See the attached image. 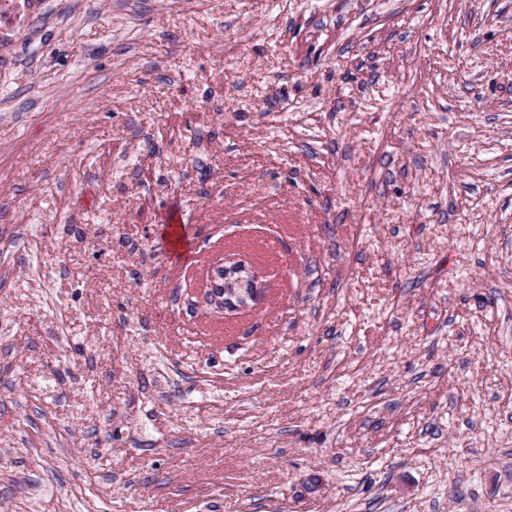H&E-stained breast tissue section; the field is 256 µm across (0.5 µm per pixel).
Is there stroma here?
I'll return each mask as SVG.
<instances>
[{"instance_id": "35a3bbf8", "label": "stroma", "mask_w": 512, "mask_h": 512, "mask_svg": "<svg viewBox=\"0 0 512 512\" xmlns=\"http://www.w3.org/2000/svg\"><path fill=\"white\" fill-rule=\"evenodd\" d=\"M0 512H512V0H0ZM216 279L221 283H216ZM209 281V284H208ZM206 295L225 311L244 310L255 301L262 288L257 287L256 277L251 266L243 262L232 266H218L213 268L208 276Z\"/></svg>"}]
</instances>
